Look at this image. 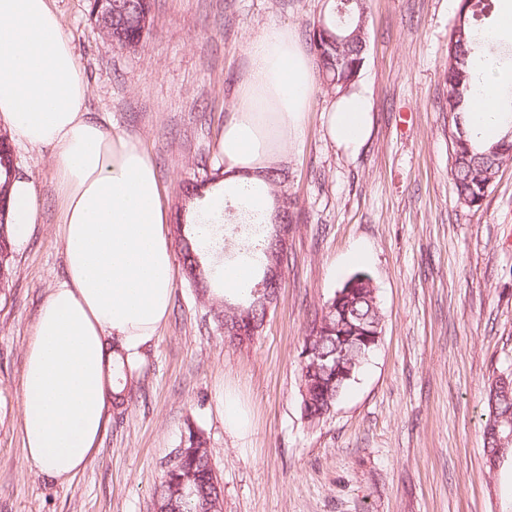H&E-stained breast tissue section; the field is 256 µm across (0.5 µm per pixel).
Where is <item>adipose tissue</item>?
I'll return each mask as SVG.
<instances>
[{
  "label": "adipose tissue",
  "mask_w": 512,
  "mask_h": 512,
  "mask_svg": "<svg viewBox=\"0 0 512 512\" xmlns=\"http://www.w3.org/2000/svg\"><path fill=\"white\" fill-rule=\"evenodd\" d=\"M237 105L217 149L221 188L202 194L212 211L234 206L269 222L276 201L266 173L302 133L313 69L292 26L272 23L246 51ZM478 77L461 122L475 146L512 133L502 90L512 72L474 60ZM88 87L49 0H0V123L13 142L54 151L64 279L43 299L22 375L25 461L59 482L89 462L106 423L112 392L110 342L137 366L167 320L174 291L173 255L164 188L139 140L108 135L89 120ZM361 92L336 97L327 114L329 139L358 154L372 127ZM16 235L36 223L32 181L9 191ZM260 263L249 246L221 271L222 292L247 293Z\"/></svg>",
  "instance_id": "adipose-tissue-1"
}]
</instances>
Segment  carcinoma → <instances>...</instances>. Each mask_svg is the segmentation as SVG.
<instances>
[{
    "label": "carcinoma",
    "mask_w": 512,
    "mask_h": 512,
    "mask_svg": "<svg viewBox=\"0 0 512 512\" xmlns=\"http://www.w3.org/2000/svg\"><path fill=\"white\" fill-rule=\"evenodd\" d=\"M492 0H461L448 39L447 63L444 69L446 97L442 111L456 117L467 111L473 84V59L478 52V21L490 11ZM99 0H89L88 16L112 46L120 51L134 52L143 45L150 33L152 0H112V17L100 23ZM308 39L322 88L334 95L355 90L369 45L367 0H333L329 14L308 30ZM449 175L457 201L468 208L480 207L500 168L512 162V139H501L485 150L476 149L469 139L449 125ZM16 171V158L7 131L0 130V292L10 287L15 275L17 239L12 225L6 221L8 191ZM268 181L275 187L276 224L293 223L296 201L288 193V172L274 168ZM206 180H192L185 185L181 206L176 208L171 233L179 248L182 272L188 284L202 299L210 298V276L200 263L201 248L198 233H190L181 223L182 210L198 196ZM348 309V316L357 331L342 325L343 313L337 304ZM234 310L224 304L209 305L205 318L231 343L240 345L253 341L251 336H233L224 330L225 321L233 319ZM381 308L371 278L357 272L348 278L324 306L314 313L304 336L327 362L336 361V351L344 352L343 359L351 363L352 374L336 377V369L319 365L300 367V396L302 416L310 424H318L330 415L336 402L355 380L366 354L361 337L382 332ZM134 378L129 376L118 344H112V406L119 410L131 396ZM489 409L484 423L483 438L489 467L496 466L500 455L496 437L491 434L495 425L500 431L512 421V391L496 398H487ZM171 453L180 457L177 465H163L156 489V506L161 512H221V485L211 462V452L205 432L188 418L178 447Z\"/></svg>",
    "instance_id": "cac0c4a2"
}]
</instances>
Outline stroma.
Listing matches in <instances>:
<instances>
[{"instance_id":"stroma-1","label":"stroma","mask_w":512,"mask_h":512,"mask_svg":"<svg viewBox=\"0 0 512 512\" xmlns=\"http://www.w3.org/2000/svg\"><path fill=\"white\" fill-rule=\"evenodd\" d=\"M460 0H369L370 44L357 81L373 112L357 155L325 128L333 97L315 88L304 131L279 162L297 202L280 296L251 344L204 329L205 308L176 275L169 316L136 370L125 412L109 410L91 462L62 484L24 460L20 413L27 343L65 275L51 148L15 145L40 212L17 241L0 293V512H154L162 466L185 419L204 430L222 512H512V450L488 468L485 393L512 372V164L480 208L448 175L442 72ZM331 0H154L135 52L113 48L87 0H50L88 85V115L139 139L169 206L186 180L222 164L216 142L264 25L297 37ZM368 260L352 264L355 250ZM377 288L383 333L324 421L300 408L299 353L317 309L352 274ZM239 392L252 421L228 433L216 403Z\"/></svg>"}]
</instances>
